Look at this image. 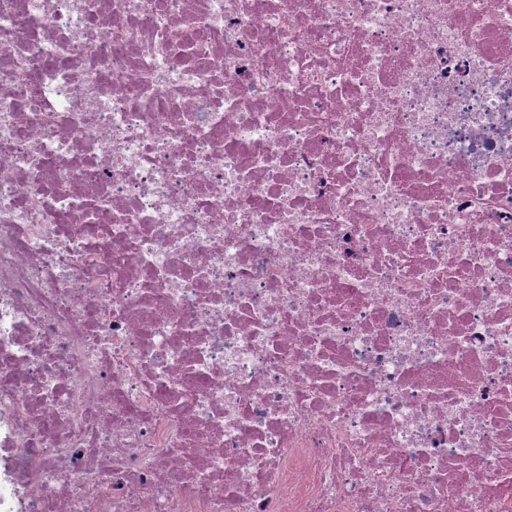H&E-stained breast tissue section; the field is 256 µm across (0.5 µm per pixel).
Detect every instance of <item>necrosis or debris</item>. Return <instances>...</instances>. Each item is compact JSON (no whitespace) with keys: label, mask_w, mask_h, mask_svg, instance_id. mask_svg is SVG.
<instances>
[{"label":"necrosis or debris","mask_w":512,"mask_h":512,"mask_svg":"<svg viewBox=\"0 0 512 512\" xmlns=\"http://www.w3.org/2000/svg\"><path fill=\"white\" fill-rule=\"evenodd\" d=\"M0 512H512V0H0Z\"/></svg>","instance_id":"1"}]
</instances>
